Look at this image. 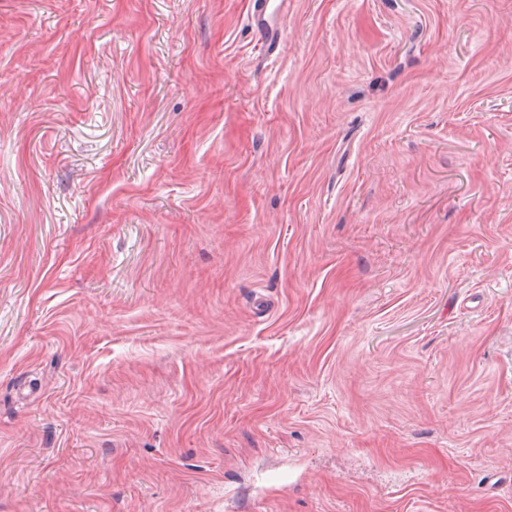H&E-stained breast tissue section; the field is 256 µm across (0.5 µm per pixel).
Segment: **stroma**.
<instances>
[{
    "mask_svg": "<svg viewBox=\"0 0 512 512\" xmlns=\"http://www.w3.org/2000/svg\"><path fill=\"white\" fill-rule=\"evenodd\" d=\"M0 0V512H512V0ZM288 0H255L248 25L267 50H276ZM278 37V38H277Z\"/></svg>",
    "mask_w": 512,
    "mask_h": 512,
    "instance_id": "obj_1",
    "label": "stroma"
}]
</instances>
